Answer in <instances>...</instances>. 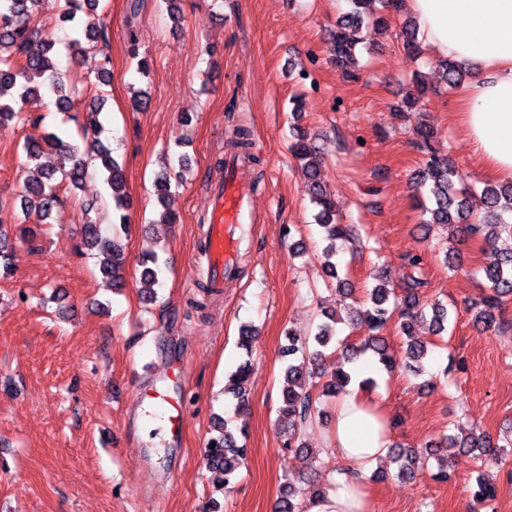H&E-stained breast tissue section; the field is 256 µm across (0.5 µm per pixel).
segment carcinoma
<instances>
[{"label": "carcinoma", "mask_w": 512, "mask_h": 512, "mask_svg": "<svg viewBox=\"0 0 512 512\" xmlns=\"http://www.w3.org/2000/svg\"><path fill=\"white\" fill-rule=\"evenodd\" d=\"M60 17L71 23L73 37L68 39L66 48L81 50L82 42L92 48L106 46L107 34L96 24L85 21L82 16L96 12L101 0H54ZM352 9L337 20L336 31L332 34L330 51L336 62V68L345 77L352 74L356 65V48L362 43V29L366 22L377 26H386L388 17L401 11L403 0H380V14L371 11L374 0H350ZM40 0H0V126L15 118L37 123L42 116L33 111H15L10 101L20 100L24 104H34L48 91L55 97V105L60 110L71 107L76 97L72 85L60 72L53 46L48 45L39 51L31 50L38 34L40 17ZM405 41L403 47L407 52L418 56L421 48L415 41L414 23H404ZM443 78L451 89H457L468 79L462 68L451 60L442 64ZM103 97L97 98L94 112L91 113L89 127L83 130L82 143L66 141L55 133H50L39 140L28 139L24 142L23 152L26 165L37 167L45 150L51 148L59 157V164L52 169H42L37 177L24 181L19 194L22 210L35 209L49 217L60 204L59 188L67 181L77 187L88 176L89 168L99 165L105 175V182L110 189L112 199V217L119 224L127 223L125 211L131 209L132 201L126 194V178L123 166L112 155L111 148L99 138L101 123L99 114L103 110ZM227 146L234 152L246 154L252 146L251 132L244 125H236L229 132ZM289 151L306 169L308 176L306 192L311 203L315 204L316 223L325 233L328 244L324 248L322 268L325 274L336 280V288L346 295H352L349 283L338 276L336 264L332 262L336 241L351 236L349 225L341 224L336 217L334 201L326 193L321 181V151L310 136L298 133L289 145ZM417 186L429 188L431 205L423 207V229L430 226L452 225L459 228L464 238H481L488 245L493 244L505 231L512 232V224L506 222L503 215L512 214V185L487 183L481 190L485 212L479 218L472 217L468 207V198L472 193L465 176L448 161V157L436 150L430 151L422 169L416 175ZM157 201L161 206L158 224H175L177 216L168 208L171 193V174L169 169H161L155 177ZM97 210L94 202L85 204V221L82 224L84 245L99 254V272L112 280V287L119 289L125 285L126 256L121 240L103 234L99 219L90 213ZM8 220L0 204V271L8 273L13 265L11 240L7 228ZM140 288L149 298L154 297V288L158 285V256L144 255L140 260ZM408 272L401 289L403 295L396 293L388 279L381 280L367 294L366 307L356 318L351 320L352 329L364 333L363 339L347 350L344 358L331 362V371H323L320 366L332 358L327 352L328 345L336 335L334 316H326V321L317 327L313 337L300 336L288 331V343L279 350L280 360L285 363L283 406L280 408L279 422L288 426L289 448L298 451L305 449L299 441L302 429L316 418V402L312 388L317 386L314 379L322 380L323 392L339 396L357 376L355 363L369 353L385 370L401 369L407 374L420 376L425 372L424 360L428 355L427 343L410 334L413 322H428L429 330L435 335L443 333L449 320L448 308L436 304L431 311L420 301V290L426 286L422 277L423 258L419 254L407 255ZM485 285L481 296L472 304L474 323L485 329L496 327L498 313L505 302L512 298V251L501 252L494 248L484 265ZM400 320V329L407 337L403 357L396 356L381 333L393 318ZM255 333L246 326L238 339V348L245 358L236 366L224 386V395L236 400L240 408L248 402L247 383L254 372L251 360ZM505 445H500L486 434H471L452 445L468 452H479L482 456L498 457L500 448L512 447V439L504 437ZM208 443L214 447L205 450L209 470L223 476L224 486H229L238 477L245 464L247 448L238 443L236 432L231 422H224L219 435L212 437ZM435 450L423 452L411 448L392 447L388 456L396 465L394 477L406 480L413 477L421 457H430ZM325 489L316 488L309 493L292 484H287L286 493L277 501L275 512H300L302 501L308 497L318 496ZM474 501L484 507L494 498L491 485L478 479L476 485L469 489Z\"/></svg>", "instance_id": "carcinoma-1"}]
</instances>
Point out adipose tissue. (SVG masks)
<instances>
[{
	"instance_id": "obj_1",
	"label": "adipose tissue",
	"mask_w": 512,
	"mask_h": 512,
	"mask_svg": "<svg viewBox=\"0 0 512 512\" xmlns=\"http://www.w3.org/2000/svg\"><path fill=\"white\" fill-rule=\"evenodd\" d=\"M424 46L473 74L457 116L487 174L512 180V0H406ZM370 400L350 386L336 401L333 451L343 474L326 495L306 499L305 512H369L365 477L388 453Z\"/></svg>"
}]
</instances>
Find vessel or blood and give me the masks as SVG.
Returning a JSON list of instances; mask_svg holds the SVG:
<instances>
[{
  "instance_id": "obj_1",
  "label": "vessel or blood",
  "mask_w": 512,
  "mask_h": 512,
  "mask_svg": "<svg viewBox=\"0 0 512 512\" xmlns=\"http://www.w3.org/2000/svg\"><path fill=\"white\" fill-rule=\"evenodd\" d=\"M210 192L205 257L212 285L220 288L235 274L239 227L255 221L247 163L235 161L225 181L212 186Z\"/></svg>"
}]
</instances>
